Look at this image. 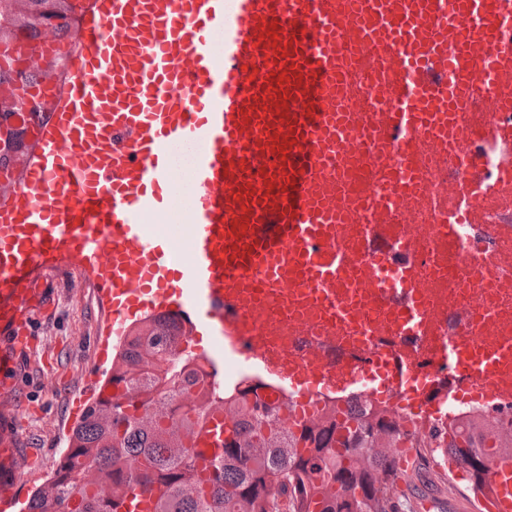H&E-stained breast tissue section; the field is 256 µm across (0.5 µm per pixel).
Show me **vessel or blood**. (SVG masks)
Here are the masks:
<instances>
[{
    "mask_svg": "<svg viewBox=\"0 0 512 512\" xmlns=\"http://www.w3.org/2000/svg\"><path fill=\"white\" fill-rule=\"evenodd\" d=\"M0 88V402L91 285L99 353L157 317L296 428L359 390L411 430L512 405V0H69ZM473 225L466 247L459 223ZM196 450L232 419L212 400ZM0 423V512L27 466ZM481 512H512L493 466Z\"/></svg>",
    "mask_w": 512,
    "mask_h": 512,
    "instance_id": "vessel-or-blood-1",
    "label": "vessel or blood"
}]
</instances>
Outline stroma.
Segmentation results:
<instances>
[{
    "label": "stroma",
    "mask_w": 512,
    "mask_h": 512,
    "mask_svg": "<svg viewBox=\"0 0 512 512\" xmlns=\"http://www.w3.org/2000/svg\"><path fill=\"white\" fill-rule=\"evenodd\" d=\"M56 286L55 309L49 318L36 321L35 330L41 339L40 354L55 363L63 383L56 390H46L40 366H21L17 397L8 407L9 416L19 424L18 450L36 457L38 474L21 487L25 497L53 476L68 444L65 427L75 419L70 398L86 387L96 369L100 306L95 291L65 275L57 276ZM423 479L432 495L448 500L452 512H476L475 496L468 484L457 481L451 469L430 464Z\"/></svg>",
    "instance_id": "obj_1"
}]
</instances>
